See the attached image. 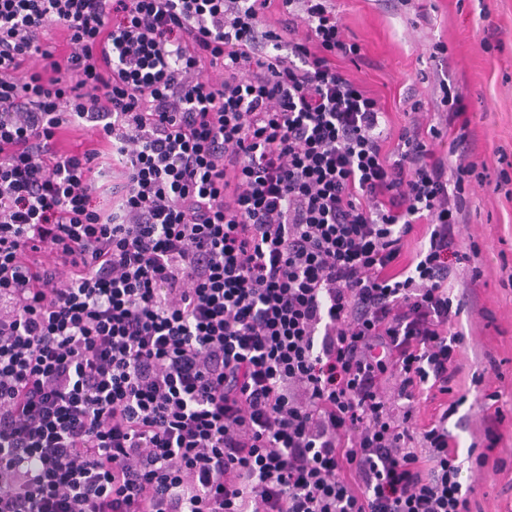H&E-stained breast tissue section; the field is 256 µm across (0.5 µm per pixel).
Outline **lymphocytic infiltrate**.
Instances as JSON below:
<instances>
[{
  "mask_svg": "<svg viewBox=\"0 0 512 512\" xmlns=\"http://www.w3.org/2000/svg\"><path fill=\"white\" fill-rule=\"evenodd\" d=\"M363 58L338 0H0V512H472L485 167Z\"/></svg>",
  "mask_w": 512,
  "mask_h": 512,
  "instance_id": "f902f5d3",
  "label": "lymphocytic infiltrate"
}]
</instances>
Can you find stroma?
I'll list each match as a JSON object with an SVG mask.
<instances>
[{
  "mask_svg": "<svg viewBox=\"0 0 512 512\" xmlns=\"http://www.w3.org/2000/svg\"><path fill=\"white\" fill-rule=\"evenodd\" d=\"M488 11L489 21L479 18ZM341 24L364 48L363 62L342 63V71L386 104L392 125L404 120L406 98L417 89L429 112L439 104L435 89L448 77L463 92L479 140L478 162L496 174L498 150L512 156V0H408L394 8L389 0H342ZM448 47V68L439 70L429 53L433 43ZM470 219L461 225V244L476 243L475 261L483 272L476 282L479 306L495 317L485 323L462 314L457 328L465 341L455 351L462 367L458 395L465 401L448 417L459 455L484 448L478 431L484 404L480 393H498L505 414L500 452L512 455V284L503 266L512 267V200L491 186H474Z\"/></svg>",
  "mask_w": 512,
  "mask_h": 512,
  "instance_id": "stroma-1",
  "label": "stroma"
}]
</instances>
